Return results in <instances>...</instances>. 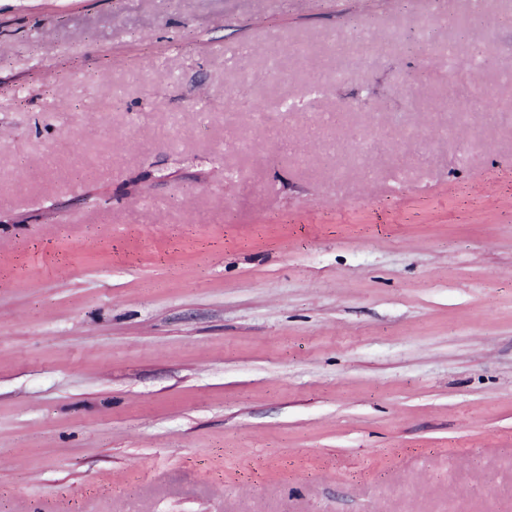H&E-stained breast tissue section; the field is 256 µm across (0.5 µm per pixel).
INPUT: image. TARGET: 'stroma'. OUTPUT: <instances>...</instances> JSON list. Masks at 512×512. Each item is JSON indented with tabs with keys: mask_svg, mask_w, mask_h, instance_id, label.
<instances>
[{
	"mask_svg": "<svg viewBox=\"0 0 512 512\" xmlns=\"http://www.w3.org/2000/svg\"><path fill=\"white\" fill-rule=\"evenodd\" d=\"M0 512H512V0H0Z\"/></svg>",
	"mask_w": 512,
	"mask_h": 512,
	"instance_id": "obj_1",
	"label": "stroma"
}]
</instances>
